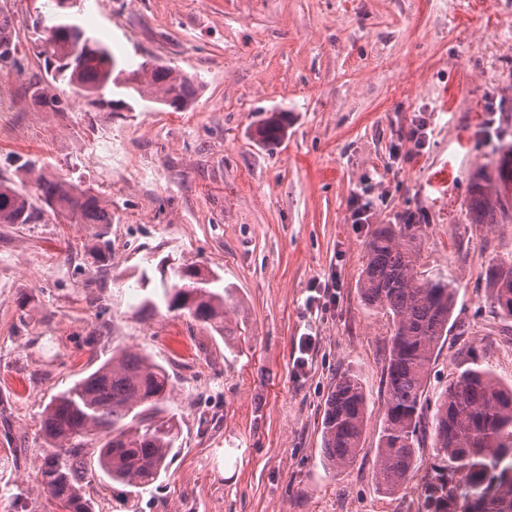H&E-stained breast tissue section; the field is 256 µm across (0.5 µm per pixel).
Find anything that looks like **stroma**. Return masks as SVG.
Instances as JSON below:
<instances>
[{"label":"stroma","instance_id":"obj_1","mask_svg":"<svg viewBox=\"0 0 512 512\" xmlns=\"http://www.w3.org/2000/svg\"><path fill=\"white\" fill-rule=\"evenodd\" d=\"M48 0H0L19 42L0 70V177L19 160L93 188L112 210V257L92 263L99 227L44 213L0 224V411L21 451L0 512H51L35 464L51 396L132 347L168 371L181 435L166 475L138 494L101 472L84 482L95 512H408L416 483L383 493L374 479L392 325L363 302L365 244L399 216L418 218L419 266L454 280L453 327L430 374L448 383L459 349L512 381V321L494 313L484 274L512 256V220L466 221L474 173L498 181L512 143V0H78L72 19L118 63H166L202 88L182 112L146 101L97 108L61 84L66 110L25 92L46 75L33 40ZM286 114L284 138L257 128ZM417 124L429 143L408 138ZM447 170L448 185L432 176ZM372 206L350 221L354 194ZM231 290L227 326L166 307L141 309L185 263ZM335 274L326 310L305 303ZM145 288H138L140 277ZM317 347L296 372L297 344ZM368 397L363 445L343 472L325 467L321 421L337 380Z\"/></svg>","mask_w":512,"mask_h":512}]
</instances>
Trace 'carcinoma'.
Returning <instances> with one entry per match:
<instances>
[{"label":"carcinoma","mask_w":512,"mask_h":512,"mask_svg":"<svg viewBox=\"0 0 512 512\" xmlns=\"http://www.w3.org/2000/svg\"><path fill=\"white\" fill-rule=\"evenodd\" d=\"M37 42L51 46L62 63L50 77L32 84L34 101L53 111L62 100L51 93L60 80L76 88L96 107H110L106 91L119 88L142 100L187 109L199 84L174 67L143 63L119 66L105 45L87 36L67 12L41 28ZM19 43L0 17V57L16 58ZM286 119L273 113L259 127L262 141L279 142ZM20 182L0 180V224H33L47 210L64 213L80 224H110L112 210L89 188L60 175L48 176L35 164L17 166ZM32 189H27L26 184ZM512 203L490 190L487 176L471 182L466 218L470 224H499ZM88 255L99 263L112 258L107 233H95ZM419 242L414 225L386 224L366 245L359 292L370 307L392 321L386 359V394L374 464L378 486L395 493L416 473V449L431 437L435 460L419 480L422 512H512V384L484 366L475 347L458 353L448 385L429 405L427 383L440 344L448 335L457 288L444 276L424 278L418 271ZM200 267L178 268V282L163 289L169 311H182L196 322L227 335L228 287L211 270L198 279ZM491 306L512 319V258L496 260L485 273ZM171 381L166 368L149 355L112 348L95 371L51 397L42 414L47 448L40 458V489L57 512H94L83 481L91 470L84 449H94L98 468L132 493L167 473L180 435V422L169 406ZM368 400L359 380L339 379L329 395L322 422L323 455L336 471L355 460L365 431Z\"/></svg>","instance_id":"1"}]
</instances>
